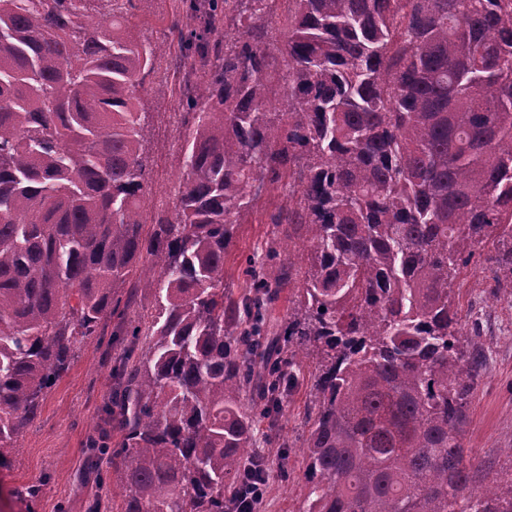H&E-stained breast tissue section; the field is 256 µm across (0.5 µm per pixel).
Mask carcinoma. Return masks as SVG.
<instances>
[{"label":"carcinoma","instance_id":"carcinoma-1","mask_svg":"<svg viewBox=\"0 0 512 512\" xmlns=\"http://www.w3.org/2000/svg\"><path fill=\"white\" fill-rule=\"evenodd\" d=\"M273 2L181 0L152 40L137 0H0V467L112 315L123 512H231L311 364L303 512H512L465 463L485 360L454 290L490 244L512 295V0H283L284 40ZM171 55L200 76L149 223L138 92ZM284 177L294 234L236 297L234 224ZM299 287V281L294 280L289 285L281 288L279 300L274 305L271 311V323L273 325L280 323L288 316V307L291 306V300L294 298V293Z\"/></svg>","mask_w":512,"mask_h":512}]
</instances>
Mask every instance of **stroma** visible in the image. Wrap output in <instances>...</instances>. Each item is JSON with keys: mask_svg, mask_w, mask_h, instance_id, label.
<instances>
[{"mask_svg": "<svg viewBox=\"0 0 512 512\" xmlns=\"http://www.w3.org/2000/svg\"><path fill=\"white\" fill-rule=\"evenodd\" d=\"M141 149L151 166L149 213L172 211L180 191V148L186 135L179 97L161 94L153 83L140 91ZM280 185H273L243 215L234 230L233 245L224 258V285L241 293L247 257H263L271 239L284 226L272 214L287 206ZM491 247L476 250L464 278L455 286L462 316L478 319L487 347L484 377L468 410L463 442L475 462L489 476L512 468V297L497 290L490 270ZM117 321L108 318L101 328L78 344L70 369L44 395L41 408L9 453V468H0V482L8 490L0 496V512H120L124 491L115 470L121 460L113 454L121 437L104 419L103 408L112 395V368L121 352L113 342ZM308 385L288 397L275 444H261L270 467L269 494L260 512H300L309 492L307 462L301 448L308 436ZM288 452H281V445ZM104 454L95 471H88L93 449ZM40 482L32 504L17 499L15 488Z\"/></svg>", "mask_w": 512, "mask_h": 512, "instance_id": "35a3bbf8", "label": "stroma"}]
</instances>
